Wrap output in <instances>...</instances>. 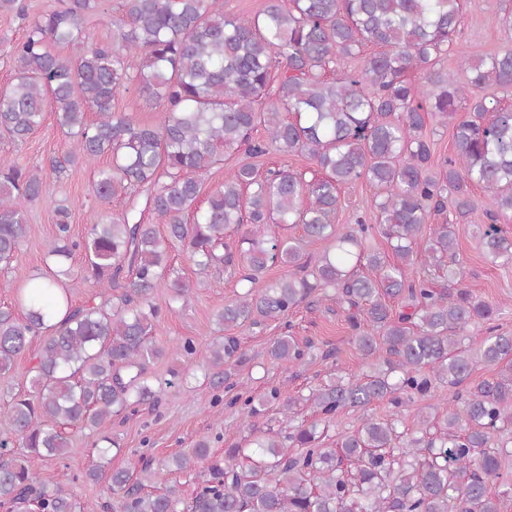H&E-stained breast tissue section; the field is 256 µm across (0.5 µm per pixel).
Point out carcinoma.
I'll return each mask as SVG.
<instances>
[{"mask_svg":"<svg viewBox=\"0 0 512 512\" xmlns=\"http://www.w3.org/2000/svg\"><path fill=\"white\" fill-rule=\"evenodd\" d=\"M100 5L65 0L30 19L22 0H0V12L28 21L9 49L15 79L0 88V135L22 143L51 112L72 139L48 173L0 160V265L17 258L26 207L43 198L47 177L61 178L80 160L92 165L111 156L110 166L95 171L93 195L109 201L144 190V210L162 224L131 208L107 223L94 218L75 239L69 207L55 204L50 255L61 262L83 252V278L96 292L78 306L59 294L67 268L17 288L22 315L0 308L1 376L42 338L32 390L0 410V507L32 501L38 512L104 508L82 506L68 482L50 486L2 449L14 439L38 457L61 460L68 430L98 431L155 406L148 370L164 353L153 339L162 308L187 306L193 288L204 286L175 268L172 252L181 246L202 273L246 270L245 291L224 304L220 325L280 320L320 291L347 308L353 343L370 371L303 399L273 390L267 401L279 405L286 423L302 400L319 419L284 435H257L201 470L205 440L161 464L140 456L111 471L114 512H178L179 490L162 485L173 466L195 479L191 512H500L490 485L512 469V334L491 326L497 309L458 287L463 271L450 225L426 234L424 224L448 202L467 219L477 210L478 186L493 205L481 230L483 251L512 259V238L498 226L512 217V108L489 106L481 95L490 86L512 93V48L459 58L467 73L460 83L445 61L461 32L463 0H267L245 17L224 13V0H122L112 41L94 42L86 20ZM83 43L75 57L57 51ZM351 59L360 60L359 70L348 69ZM132 84L159 108L156 122L113 110L117 91ZM433 119L452 127L455 144L454 154L435 161L425 136ZM240 151L301 155L321 176L308 180L288 168L261 176L244 163L225 173L204 209L193 210L199 177ZM361 178L373 190V219L385 226L391 262L367 249L373 225L366 217L337 227L339 190ZM289 224L302 225L304 235L276 232ZM231 228L240 230L233 248L224 242ZM324 239L332 248L313 264L301 262L305 244ZM422 255L447 271L446 287L414 273ZM275 263L296 271L261 281ZM362 265L371 273H359ZM162 282L169 290L164 307L155 296ZM389 299L400 301L399 312ZM479 325L488 336L465 344ZM238 350L235 336L207 347L213 389L231 378ZM267 355L294 367L305 351L284 335ZM480 365L497 372L439 415L430 413L436 405L420 409L416 430L400 432L397 418L366 415L336 447H322L325 429L345 413L380 400L399 409L432 396L439 382L463 383Z\"/></svg>","mask_w":512,"mask_h":512,"instance_id":"cac0c4a2","label":"carcinoma"}]
</instances>
